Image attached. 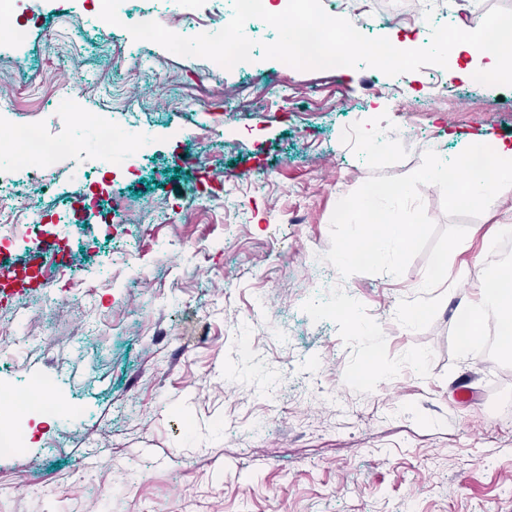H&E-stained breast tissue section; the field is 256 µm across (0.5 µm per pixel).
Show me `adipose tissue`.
<instances>
[{"instance_id":"1","label":"adipose tissue","mask_w":512,"mask_h":512,"mask_svg":"<svg viewBox=\"0 0 512 512\" xmlns=\"http://www.w3.org/2000/svg\"><path fill=\"white\" fill-rule=\"evenodd\" d=\"M428 178L447 187L455 201L493 211L512 191V141L471 137L457 166L431 172ZM457 312L475 322L494 317L504 329L501 351L512 354V278L493 275L478 298L459 306Z\"/></svg>"}]
</instances>
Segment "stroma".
<instances>
[{
  "instance_id": "stroma-1",
  "label": "stroma",
  "mask_w": 512,
  "mask_h": 512,
  "mask_svg": "<svg viewBox=\"0 0 512 512\" xmlns=\"http://www.w3.org/2000/svg\"><path fill=\"white\" fill-rule=\"evenodd\" d=\"M94 30L70 0L39 13L22 52L0 49V99L65 79L71 111L146 138L101 171L108 200L75 173L91 127L70 129L83 158L12 180L42 220L0 260L38 265L41 285L0 293V389L46 379L64 406L27 416L23 451L0 453V512H89L102 492L112 512H512V358L463 351L454 319L496 269L512 192L487 213L421 186L438 228H468L424 330L395 312L425 256L399 277L323 259L336 203L368 178L411 173L429 149L452 159L474 135L512 139V86L463 82L467 53L395 77L260 55L219 69ZM115 45L146 60L138 78ZM245 337L256 358H240ZM372 353L377 372L346 384ZM465 378L476 398L460 405Z\"/></svg>"
}]
</instances>
